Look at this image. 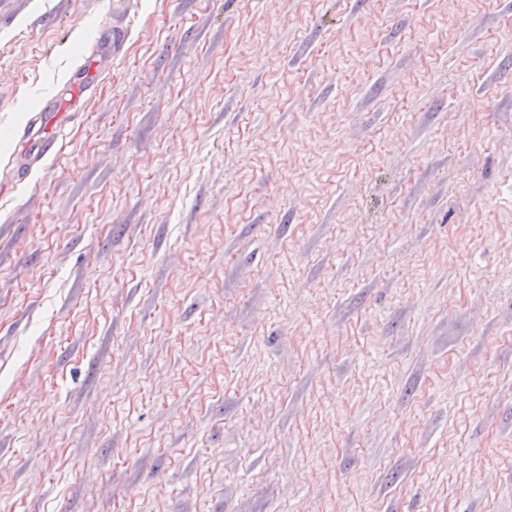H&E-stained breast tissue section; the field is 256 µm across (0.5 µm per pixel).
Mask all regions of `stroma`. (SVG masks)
<instances>
[{
	"instance_id": "1",
	"label": "stroma",
	"mask_w": 512,
	"mask_h": 512,
	"mask_svg": "<svg viewBox=\"0 0 512 512\" xmlns=\"http://www.w3.org/2000/svg\"><path fill=\"white\" fill-rule=\"evenodd\" d=\"M0 512H512V0H0ZM80 70L81 72H79V74L81 76L73 80L69 85V94L71 97L66 101L67 103L60 102L54 98L42 104L41 111L46 113L47 124L54 122V119L55 122L59 121L63 112H66L69 108L75 107L85 90L90 87V82L95 80L97 74L96 69L91 72V69L84 70L83 66H80Z\"/></svg>"
}]
</instances>
